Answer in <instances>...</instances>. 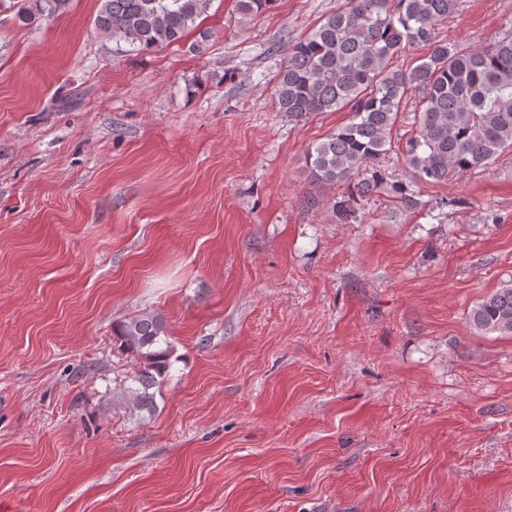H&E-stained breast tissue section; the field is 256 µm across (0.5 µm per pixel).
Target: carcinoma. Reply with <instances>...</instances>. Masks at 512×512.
<instances>
[{
  "instance_id": "carcinoma-1",
  "label": "carcinoma",
  "mask_w": 512,
  "mask_h": 512,
  "mask_svg": "<svg viewBox=\"0 0 512 512\" xmlns=\"http://www.w3.org/2000/svg\"><path fill=\"white\" fill-rule=\"evenodd\" d=\"M95 25L106 38L142 49L180 42L197 27L213 0H99ZM244 16L273 0H238ZM458 0H342L305 36L288 46L275 76L277 111L298 119L348 110V123L308 150L313 187L345 184L348 195L328 200L336 223L356 218L358 206L388 188L406 210L418 202L400 181L386 184L379 159L391 149V131L403 101L418 99L415 129L404 162L413 177L447 182L492 164L512 150V22L491 43L464 46L436 39ZM69 0H22L19 19L33 25L63 12ZM416 44L431 53L413 68L395 59ZM469 322L484 334L512 335V288L477 303ZM118 348L140 360L124 387L133 407H154L172 366L164 320L144 313L122 323Z\"/></svg>"
}]
</instances>
